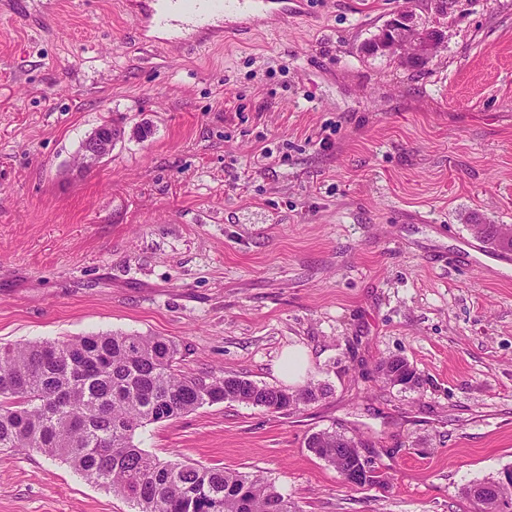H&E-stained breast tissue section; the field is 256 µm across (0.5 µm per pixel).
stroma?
Here are the masks:
<instances>
[{"instance_id":"stroma-1","label":"stroma","mask_w":512,"mask_h":512,"mask_svg":"<svg viewBox=\"0 0 512 512\" xmlns=\"http://www.w3.org/2000/svg\"><path fill=\"white\" fill-rule=\"evenodd\" d=\"M401 10L443 34L424 67L367 49ZM105 122L124 140L77 170ZM472 224L512 225V0H308L220 50L144 45L122 0H0V346L163 336L184 372L269 386L301 346L332 388L139 429L159 458L299 512H480L467 488L512 466V266L463 257ZM393 357L418 387L386 382ZM324 429L388 488L343 484L305 446ZM0 512L134 508L20 448Z\"/></svg>"}]
</instances>
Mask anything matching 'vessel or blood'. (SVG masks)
I'll return each instance as SVG.
<instances>
[{
  "label": "vessel or blood",
  "instance_id": "vessel-or-blood-1",
  "mask_svg": "<svg viewBox=\"0 0 512 512\" xmlns=\"http://www.w3.org/2000/svg\"><path fill=\"white\" fill-rule=\"evenodd\" d=\"M137 30L151 46L200 43L254 29L260 17L286 16L288 0H141Z\"/></svg>",
  "mask_w": 512,
  "mask_h": 512
}]
</instances>
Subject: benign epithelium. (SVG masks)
I'll list each match as a JSON object with an SVG mask.
<instances>
[{"label":"benign epithelium","instance_id":"benign-epithelium-1","mask_svg":"<svg viewBox=\"0 0 512 512\" xmlns=\"http://www.w3.org/2000/svg\"><path fill=\"white\" fill-rule=\"evenodd\" d=\"M443 43L442 33L431 26L415 20L407 11L397 13L377 35L373 49L399 57L406 63L418 66L429 63L437 56ZM125 128L114 123L96 127L83 141L79 165L84 170L95 168L112 154L118 142L125 138ZM357 466L342 475V481L348 486L375 481L386 482L374 466L363 457L361 449L352 452Z\"/></svg>","mask_w":512,"mask_h":512}]
</instances>
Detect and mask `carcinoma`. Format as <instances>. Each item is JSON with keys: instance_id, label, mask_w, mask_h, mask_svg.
Segmentation results:
<instances>
[{"instance_id": "cac0c4a2", "label": "carcinoma", "mask_w": 512, "mask_h": 512, "mask_svg": "<svg viewBox=\"0 0 512 512\" xmlns=\"http://www.w3.org/2000/svg\"><path fill=\"white\" fill-rule=\"evenodd\" d=\"M505 230L488 225L482 243ZM179 345L163 336L106 333L67 341L0 348V451L36 448L67 463L86 480L129 501L136 512H297L271 481L257 475L161 460L135 442L137 430L161 415L179 418L206 404L240 402L288 414L328 389L288 391L235 375H186ZM401 358L380 372L402 384ZM354 438L334 430L312 433L307 448L341 471Z\"/></svg>"}]
</instances>
